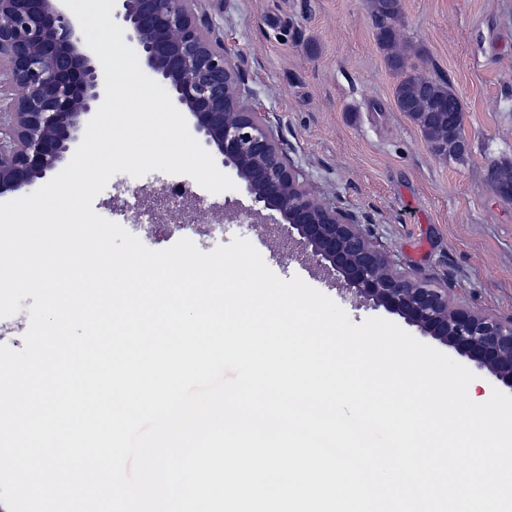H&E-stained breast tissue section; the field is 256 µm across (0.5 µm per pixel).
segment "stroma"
I'll return each mask as SVG.
<instances>
[{"instance_id":"obj_1","label":"stroma","mask_w":512,"mask_h":512,"mask_svg":"<svg viewBox=\"0 0 512 512\" xmlns=\"http://www.w3.org/2000/svg\"><path fill=\"white\" fill-rule=\"evenodd\" d=\"M199 8L235 48L254 102L270 113L312 193L364 218L361 232L397 269L447 289L452 305L512 321V201L499 198L488 178L492 165L512 161V0H401L390 23L409 63L458 94L471 141L460 160L436 155L397 108V78L369 0H200ZM173 183L169 211L192 193L202 200L195 223L223 225L228 241L263 238L240 222L253 206L244 188L212 194L186 175H115L93 208L130 231L148 206L133 187ZM317 288L353 323L380 317L449 350L342 290L335 276Z\"/></svg>"}]
</instances>
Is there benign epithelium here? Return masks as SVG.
I'll use <instances>...</instances> for the list:
<instances>
[{"instance_id":"7a95c632","label":"benign epithelium","mask_w":512,"mask_h":512,"mask_svg":"<svg viewBox=\"0 0 512 512\" xmlns=\"http://www.w3.org/2000/svg\"><path fill=\"white\" fill-rule=\"evenodd\" d=\"M126 38L194 130L254 203L298 231L309 258L329 262L365 299L420 328L512 389V322L452 307L448 291L393 268L358 230L356 213L312 196L285 160L268 113L251 101L236 55L197 0H119ZM21 88L0 113V195L30 189L77 146L104 98V75L62 0H0V70ZM431 117L464 126L448 105Z\"/></svg>"}]
</instances>
